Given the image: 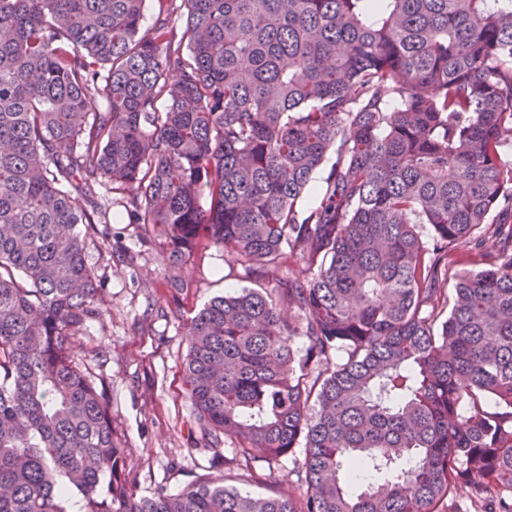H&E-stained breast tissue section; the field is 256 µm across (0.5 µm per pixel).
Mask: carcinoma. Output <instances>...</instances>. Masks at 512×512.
Masks as SVG:
<instances>
[{
    "label": "carcinoma",
    "instance_id": "cac0c4a2",
    "mask_svg": "<svg viewBox=\"0 0 512 512\" xmlns=\"http://www.w3.org/2000/svg\"><path fill=\"white\" fill-rule=\"evenodd\" d=\"M145 4L0 0V512H512V0ZM115 195L169 267L269 284L190 319L183 379L205 447L304 449L300 495L130 486L72 344ZM333 161L334 156L329 154L323 165L313 174L312 181L306 189L301 201V207L303 209H311L318 205L321 198L323 182L328 176Z\"/></svg>",
    "mask_w": 512,
    "mask_h": 512
}]
</instances>
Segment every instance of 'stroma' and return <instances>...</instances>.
<instances>
[{
  "instance_id": "35a3bbf8",
  "label": "stroma",
  "mask_w": 512,
  "mask_h": 512,
  "mask_svg": "<svg viewBox=\"0 0 512 512\" xmlns=\"http://www.w3.org/2000/svg\"><path fill=\"white\" fill-rule=\"evenodd\" d=\"M161 237L145 234L114 204L89 239L87 259L103 279L112 312L75 336L78 359L110 403L112 425L125 448L128 480L138 495L175 494L197 476L242 491L275 496L297 491L303 453L274 468L232 464L231 442L215 451L187 438L193 407L183 384L187 322L212 297L251 286L243 268L213 247L184 264L180 292L170 287Z\"/></svg>"
}]
</instances>
